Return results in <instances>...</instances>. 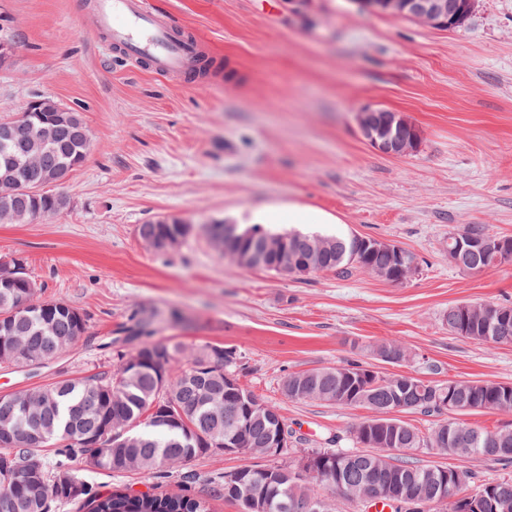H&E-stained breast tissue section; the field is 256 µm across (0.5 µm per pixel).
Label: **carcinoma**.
Listing matches in <instances>:
<instances>
[{
  "label": "carcinoma",
  "mask_w": 512,
  "mask_h": 512,
  "mask_svg": "<svg viewBox=\"0 0 512 512\" xmlns=\"http://www.w3.org/2000/svg\"><path fill=\"white\" fill-rule=\"evenodd\" d=\"M86 126L80 113L70 111L68 128L42 151L45 168L66 164L74 170L87 159L90 139L81 135ZM10 172L19 178L36 177L27 167L24 147L0 142V177ZM33 219L63 208L54 196L35 204ZM181 225L159 221L142 224L140 237L147 243L164 233H177ZM495 242L482 224H469L448 235V262L470 272H485L512 261V248L457 250L458 239ZM286 246L294 249L301 264L288 266V275L302 278L306 267L343 274L362 268L379 277L395 265L400 248L378 243L363 249L352 235L302 234L293 231ZM25 267L14 258L0 265V362L20 366L40 365L68 349L86 333L84 316L60 301L44 308L28 285L32 278L15 280L13 269ZM507 320L497 330L486 331L487 321L499 310ZM448 329L457 336L484 344H512V305L472 302L448 308ZM179 344L157 343L139 348L130 359H121L108 375L66 379L45 386L0 395V429L17 427L21 433L6 437L0 432L1 498L14 502L12 512H49L54 501L87 499L93 512H210L208 501L190 494H131L115 490L108 495L92 492L73 468L82 456L94 466L112 472L138 471L163 478L171 469L209 454L217 443L236 453L264 457L270 435L281 430L290 435L276 406L258 398L239 383L242 364L225 360L224 346L203 344L192 350L189 366L169 369ZM373 356L388 364L409 358L399 341H382ZM291 401H319L338 408L359 407L374 415L356 423L352 440L360 448H312L307 455L326 461L312 471L293 465H249L210 478L215 493L242 502L235 487L246 484L255 493L277 503L293 499H320L319 512H335L337 502H357L370 484H387L396 496L406 497L423 488L437 491L440 482L455 475L462 480L460 493L468 502L465 512H512V476L476 487L468 470L454 466H424L384 453L386 448H436L450 457L484 456L512 459V429L488 431L453 418L423 435L395 416L402 410L442 414V401L455 404V413L512 410V385L507 383L450 380L433 384L416 377L389 380L364 366L348 362L310 371L291 372L282 381ZM167 406L177 415L172 422L159 417ZM59 445L56 457L47 460L41 448ZM326 486L331 496L318 497L311 485Z\"/></svg>",
  "instance_id": "1"
}]
</instances>
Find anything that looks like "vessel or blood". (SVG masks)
<instances>
[{
  "label": "vessel or blood",
  "instance_id": "vessel-or-blood-1",
  "mask_svg": "<svg viewBox=\"0 0 512 512\" xmlns=\"http://www.w3.org/2000/svg\"><path fill=\"white\" fill-rule=\"evenodd\" d=\"M95 23L113 61L139 71L177 80L206 58V39L179 27L153 0H97Z\"/></svg>",
  "mask_w": 512,
  "mask_h": 512
}]
</instances>
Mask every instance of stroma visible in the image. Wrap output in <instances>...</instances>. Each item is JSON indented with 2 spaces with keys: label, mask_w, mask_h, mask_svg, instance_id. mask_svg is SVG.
Here are the masks:
<instances>
[{
  "label": "stroma",
  "mask_w": 512,
  "mask_h": 512,
  "mask_svg": "<svg viewBox=\"0 0 512 512\" xmlns=\"http://www.w3.org/2000/svg\"><path fill=\"white\" fill-rule=\"evenodd\" d=\"M200 32L224 62L222 82L186 87L112 64L93 28L94 0H0V120L42 96L76 109L92 135L82 166L50 194L66 204L29 224H0V263L24 259L38 297L62 301L87 334L48 363H0V394L113 371L138 347L171 340L241 352V384L279 408L295 437L283 463L336 440L367 417L281 391L291 372L353 360L435 383L512 384V344L451 334L449 306L512 303V262L483 273L449 263L448 236L469 224L512 237V0H475L444 30L357 10L349 0H154ZM376 104L404 114L419 151L384 156L352 116ZM271 209L273 230L356 234L415 253L418 271L392 284L361 270L300 280L225 260L206 231ZM179 219L192 232L158 251L140 224ZM401 340L395 366L369 347ZM422 465L489 481L512 464L407 450ZM216 452L167 477L113 473L85 459L79 477L101 493L128 488L210 498L209 478L247 465Z\"/></svg>",
  "instance_id": "1"
}]
</instances>
